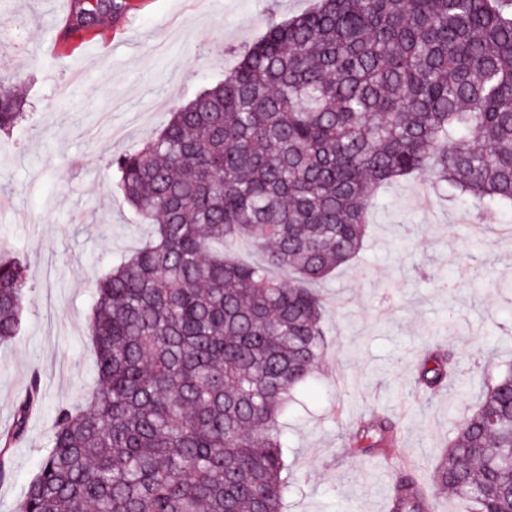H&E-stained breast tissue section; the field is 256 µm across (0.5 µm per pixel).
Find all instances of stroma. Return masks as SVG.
<instances>
[{
    "instance_id": "obj_1",
    "label": "stroma",
    "mask_w": 512,
    "mask_h": 512,
    "mask_svg": "<svg viewBox=\"0 0 512 512\" xmlns=\"http://www.w3.org/2000/svg\"><path fill=\"white\" fill-rule=\"evenodd\" d=\"M70 0H0L13 81L27 118L0 135V252L27 269V306L13 344L0 347V430L32 372L42 403L0 482V512H15L48 450L55 410L83 402L96 381L87 326L93 283L141 247L150 228L112 177L113 155L154 137L174 105L223 80L270 24L316 0H128L92 31L63 33ZM458 200L405 179L386 186L360 258L319 290L328 344L313 380L281 420L292 484L282 512H387L392 480L414 470L429 484L439 446L482 388L512 366V237L476 240ZM413 234L400 239L398 227ZM486 252L483 282L461 278L466 252ZM425 263L426 275L413 264ZM499 334L496 351L486 338ZM449 351L470 391L426 397L415 366ZM382 409L400 428L386 455L350 453V430Z\"/></svg>"
}]
</instances>
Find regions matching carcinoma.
I'll list each match as a JSON object with an SVG mask.
<instances>
[{"instance_id": "carcinoma-1", "label": "carcinoma", "mask_w": 512, "mask_h": 512, "mask_svg": "<svg viewBox=\"0 0 512 512\" xmlns=\"http://www.w3.org/2000/svg\"><path fill=\"white\" fill-rule=\"evenodd\" d=\"M126 0H74L70 30ZM26 119L0 82V132ZM149 242L95 284L98 382L59 406L17 512H281L291 474L280 418L327 343L315 285L361 251L378 189L418 178L476 224L512 210V0H317L270 27L237 68L112 158ZM247 242L252 264L224 260ZM25 269L0 257V345L25 310ZM416 385L465 392L431 353ZM41 403L31 374L0 479ZM378 413L346 442L392 447ZM435 484L470 512H512V369L448 438ZM389 512H430L407 474Z\"/></svg>"}]
</instances>
